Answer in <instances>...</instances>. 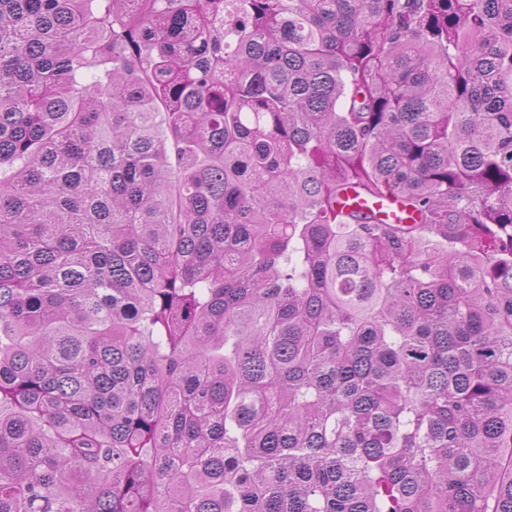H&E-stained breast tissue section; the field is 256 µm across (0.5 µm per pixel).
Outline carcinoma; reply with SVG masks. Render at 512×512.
<instances>
[{
  "mask_svg": "<svg viewBox=\"0 0 512 512\" xmlns=\"http://www.w3.org/2000/svg\"><path fill=\"white\" fill-rule=\"evenodd\" d=\"M0 512H512V0H0ZM343 200L351 201L342 204L345 213L353 211L367 212L385 222H396L401 214L398 198L393 193H386L378 198H364L350 191L343 197Z\"/></svg>",
  "mask_w": 512,
  "mask_h": 512,
  "instance_id": "cac0c4a2",
  "label": "carcinoma"
}]
</instances>
